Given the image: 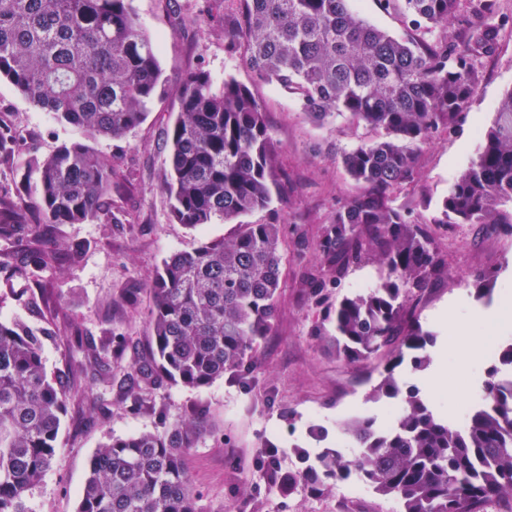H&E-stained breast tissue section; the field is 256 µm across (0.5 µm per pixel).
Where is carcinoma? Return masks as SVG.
<instances>
[{"instance_id": "cac0c4a2", "label": "carcinoma", "mask_w": 512, "mask_h": 512, "mask_svg": "<svg viewBox=\"0 0 512 512\" xmlns=\"http://www.w3.org/2000/svg\"><path fill=\"white\" fill-rule=\"evenodd\" d=\"M234 21L224 44L240 55L254 79L291 94L316 120L338 115L379 133L343 156L358 191L336 207L318 242L324 266L311 277L309 299L324 313V336L348 363L398 345L374 386L376 397L401 403L392 428L379 435L374 420L345 425L351 447L328 448L269 481L283 495L303 486L313 494L325 480L353 478L401 512H486L494 500L512 499V381L499 366L512 365V342L488 369L485 402L457 428L437 415L419 389L402 387L395 370L404 351L419 352L433 334L410 320L406 301L420 297L444 261L426 228L395 204L396 191L415 180V152L432 132L455 126L476 94L478 58L497 37L493 23L461 20L463 35L444 36L459 0H377L401 9L420 36L402 39L376 27L349 0H233ZM37 110L80 132L54 151L31 158L40 191L29 199L0 189V272L40 282L55 268L58 224H111L112 190L120 173L88 144L124 138L169 94L156 44L144 30L134 0H0V80ZM178 111L166 132L171 177L165 190L171 216L197 228L269 210L279 179L278 147L252 90L232 77L215 84L192 69L177 89ZM24 131L0 123V166L14 161ZM431 224H495L512 237V90L502 98L476 157L452 184ZM23 257L14 255L16 244ZM282 227L240 224L230 237L200 243L164 260L148 279L153 294L149 347L128 370L112 367V341H78L70 372L103 393L65 394L47 375L43 338L0 321V512H30V490L57 452L61 417L70 402L105 406L112 391L133 406L144 390L198 389L223 376L244 382L255 346L278 316ZM374 252L385 280L331 300L348 269ZM497 272L476 276L474 297L490 299ZM202 417L192 415L160 431L114 437L96 450L76 512H201L187 457Z\"/></svg>"}]
</instances>
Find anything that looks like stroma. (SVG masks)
Masks as SVG:
<instances>
[{"label":"stroma","instance_id":"1","mask_svg":"<svg viewBox=\"0 0 512 512\" xmlns=\"http://www.w3.org/2000/svg\"><path fill=\"white\" fill-rule=\"evenodd\" d=\"M140 21L159 47L169 96L155 103L146 121L124 139H99L98 152L118 165L127 180L112 195L118 217L112 224H63L55 229L60 248L81 247L80 264L60 262L43 277L50 305L62 315L55 336L45 340L43 360L49 377L64 390L80 386L96 393L89 382H77L68 367L75 337L101 341L126 339L118 358L129 365L144 350L149 336L147 278L171 255L190 251L201 242L232 235V224L191 229L171 217L163 184L169 174L166 130L175 116L174 92L184 71H209L216 82L225 77L251 87L262 103L265 119L279 145L278 168L287 175V192L272 210L243 216L246 224L278 220L284 256L278 295L279 316L271 335L262 340L253 359L248 384L226 378L200 389L171 387L149 395L138 407L112 398L100 412L68 408L61 419L57 453L30 494L32 512H76L89 462L112 437L153 431L190 413L201 414L205 427L188 456L193 483L201 494L202 512H399L396 499L373 490L351 496L346 484H332L329 493L311 497L303 490L282 495L269 482L262 465L265 450L278 448L277 468L296 470V449L317 455L336 445V432L354 417L388 418V399L371 390L388 363V354L350 364L332 346L316 337L319 323L307 298L308 279L323 264L319 233L356 184L347 175L343 155L374 139L368 127L335 116L325 124L311 121L288 93L254 82L240 57L224 50V25L210 19L211 0H134ZM496 23L502 30L493 49L478 64L482 82L453 129L433 134L415 155L413 183L395 193L413 220L427 224L446 262L414 311L434 341L424 369L403 363L396 371L404 385L418 387L428 404L454 417L471 390H482L488 365L491 322L502 295H512V238L492 224H433L429 218L447 196L454 180L475 157L480 133L496 118L503 95L512 89V0H497ZM26 130L28 140L13 168L0 169V184L13 183L12 169L23 168L29 153L45 155L77 130L36 110L8 82H0V117ZM494 270L498 278L491 301L476 300L475 274ZM31 285L17 280L0 284V320L20 321L39 329L45 319L29 304ZM324 433L311 436V429Z\"/></svg>","mask_w":512,"mask_h":512}]
</instances>
